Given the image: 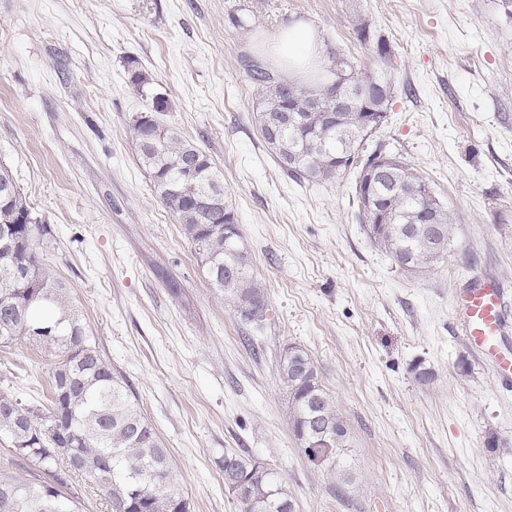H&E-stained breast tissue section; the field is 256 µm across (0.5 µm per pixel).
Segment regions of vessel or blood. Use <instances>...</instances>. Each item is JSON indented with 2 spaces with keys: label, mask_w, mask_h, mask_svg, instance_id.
Returning a JSON list of instances; mask_svg holds the SVG:
<instances>
[{
  "label": "vessel or blood",
  "mask_w": 512,
  "mask_h": 512,
  "mask_svg": "<svg viewBox=\"0 0 512 512\" xmlns=\"http://www.w3.org/2000/svg\"><path fill=\"white\" fill-rule=\"evenodd\" d=\"M458 327L471 352L512 386V351L503 349L505 299L496 283L476 277L454 299Z\"/></svg>",
  "instance_id": "vessel-or-blood-1"
}]
</instances>
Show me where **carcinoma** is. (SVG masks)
Wrapping results in <instances>:
<instances>
[{
	"label": "carcinoma",
	"instance_id": "obj_1",
	"mask_svg": "<svg viewBox=\"0 0 512 512\" xmlns=\"http://www.w3.org/2000/svg\"><path fill=\"white\" fill-rule=\"evenodd\" d=\"M353 25L356 40L376 56L370 72L357 70L350 52L339 46L326 49V65L313 59L298 77L259 57L243 60L255 89L254 119L278 164L296 180L332 183L358 170L355 199L368 238L402 271L427 274L448 252L453 221L430 182L405 161L367 192L366 167L383 147L369 149L370 134L357 120L358 104L340 113L332 130L311 116L313 105L321 112L336 109V96L347 87L356 94L373 81L395 86L388 69L394 56L390 40L360 12ZM127 74L133 88L156 107L153 76L133 58ZM290 100L297 104V118L274 136L263 117L288 111ZM132 131L153 191L194 246L210 286L241 321H262L253 317V309L267 310L266 290L255 280L221 171L173 128L136 116ZM375 208L387 219L374 215ZM5 231L11 246L0 249V344L27 340L59 360L48 405L27 401L7 387L0 390V437L12 438L21 426L29 435L28 446L11 447L13 457L0 466V512H80L75 497L65 493L75 478L101 491L112 512H192L176 484L170 449L141 411L126 376L99 350L71 301L70 287L43 259L49 225L33 213L10 170L0 164V234ZM280 379L288 390V421L301 452L307 457L312 444L329 441L321 467L336 479L331 484L336 495L344 494L348 429L303 348L293 345L283 354ZM74 456L82 465L70 472L67 461ZM17 461L32 468L29 477L13 471ZM222 471L226 482H243L242 492H232L237 512H296L280 473L267 464L226 451Z\"/></svg>",
	"mask_w": 512,
	"mask_h": 512
}]
</instances>
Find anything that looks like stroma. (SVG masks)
I'll list each match as a JSON object with an SVG mask.
<instances>
[{"label":"stroma","mask_w":512,"mask_h":512,"mask_svg":"<svg viewBox=\"0 0 512 512\" xmlns=\"http://www.w3.org/2000/svg\"><path fill=\"white\" fill-rule=\"evenodd\" d=\"M255 24L232 26L235 9ZM361 11L393 45L396 92L371 142L425 176L451 211L448 252L402 272L356 218L355 172L299 184L254 120L241 55L289 23L373 69ZM222 171L268 311L242 322L211 288L138 159L149 103ZM0 164L51 235L44 260L171 450L193 512H237L220 461L283 476L299 512H512V390L468 349L453 296L476 276L512 302V18L502 0H0ZM304 348L348 427L346 497L301 454L278 375ZM54 356L0 345V376L48 397ZM433 374L419 383L417 370ZM496 447H489L490 437ZM127 74L133 88L142 96L149 97L151 99V107L158 112L156 107L157 100L154 96V86L156 82L153 76L144 71L142 67L139 66V62L133 58L127 61Z\"/></svg>","instance_id":"stroma-1"}]
</instances>
